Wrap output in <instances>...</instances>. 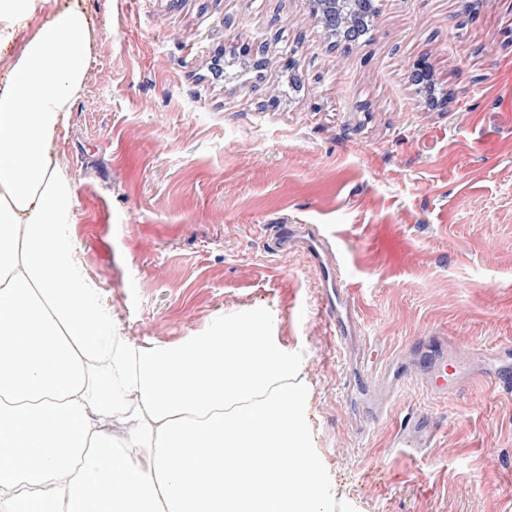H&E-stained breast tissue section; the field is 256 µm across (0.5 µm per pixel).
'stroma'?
Returning <instances> with one entry per match:
<instances>
[{
  "label": "stroma",
  "instance_id": "stroma-1",
  "mask_svg": "<svg viewBox=\"0 0 512 512\" xmlns=\"http://www.w3.org/2000/svg\"><path fill=\"white\" fill-rule=\"evenodd\" d=\"M77 2L95 27L57 160L76 258L122 336L264 308L311 388L327 512H512V392L415 383L363 437L345 399L363 352L438 333L480 368L512 341V0H377L348 54L308 0ZM420 58L438 106L411 80ZM283 219L342 255L347 348L316 271L271 249ZM419 412L429 447H394Z\"/></svg>",
  "mask_w": 512,
  "mask_h": 512
}]
</instances>
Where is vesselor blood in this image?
Returning a JSON list of instances; mask_svg holds the SVG:
<instances>
[{"label":"vessel or blood","mask_w":512,"mask_h":512,"mask_svg":"<svg viewBox=\"0 0 512 512\" xmlns=\"http://www.w3.org/2000/svg\"><path fill=\"white\" fill-rule=\"evenodd\" d=\"M275 250H297L324 279L327 286L336 287V336L345 338L353 324L352 307L340 286L344 282V262L340 253L329 248L325 236L310 224H278L273 235ZM491 358L493 367L487 374L503 389L512 388V345H498ZM417 366L426 382V390L433 397L447 395L448 391L470 384L476 378L475 370L466 366L456 348L442 336H423L407 351L405 361H390L384 366L363 365L350 376L346 387L347 396L357 402L366 424L382 421L388 411V402H377L370 398L369 388L379 378H391L393 391L406 388L408 369ZM428 434L425 416L407 418L400 426L399 446L412 445Z\"/></svg>","instance_id":"b4317fda"}]
</instances>
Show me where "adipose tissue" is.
Returning <instances> with one entry per match:
<instances>
[{
    "label": "adipose tissue",
    "mask_w": 512,
    "mask_h": 512,
    "mask_svg": "<svg viewBox=\"0 0 512 512\" xmlns=\"http://www.w3.org/2000/svg\"><path fill=\"white\" fill-rule=\"evenodd\" d=\"M36 0H0V51ZM92 27L65 7L0 75V512H324L301 370L262 309L141 345L77 262L54 140Z\"/></svg>",
    "instance_id": "obj_1"
}]
</instances>
